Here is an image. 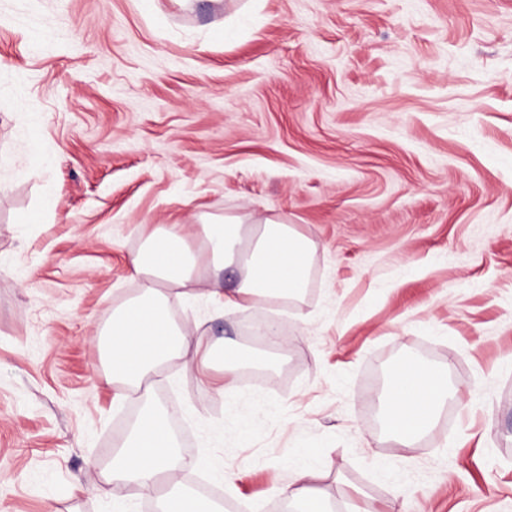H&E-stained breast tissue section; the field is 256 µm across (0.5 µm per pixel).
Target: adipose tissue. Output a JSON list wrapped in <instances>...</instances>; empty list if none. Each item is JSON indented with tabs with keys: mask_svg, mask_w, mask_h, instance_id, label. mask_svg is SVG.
<instances>
[{
	"mask_svg": "<svg viewBox=\"0 0 512 512\" xmlns=\"http://www.w3.org/2000/svg\"><path fill=\"white\" fill-rule=\"evenodd\" d=\"M202 229L200 245L192 248L175 227H155L130 260L131 274L140 279L141 289L113 311L104 351L113 380L131 393L148 395L147 383L157 368L199 342L167 316V289H179L190 298L208 296L225 312L235 313L262 300L298 297L306 286L314 244L279 217L244 211L205 220ZM232 265L240 268L241 278L227 293L220 274ZM199 266L212 272L205 290L193 275ZM448 396L447 368L400 365L393 372L382 414L386 432L400 447H416ZM327 466L310 449H299L288 465L287 480L271 492L299 505L300 512H328L315 487ZM185 467L166 416L152 414L117 450L98 492L111 496L113 512H124L127 491L155 498L159 481L177 482Z\"/></svg>",
	"mask_w": 512,
	"mask_h": 512,
	"instance_id": "adipose-tissue-1",
	"label": "adipose tissue"
}]
</instances>
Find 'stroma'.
<instances>
[{
    "instance_id": "35a3bbf8",
    "label": "stroma",
    "mask_w": 512,
    "mask_h": 512,
    "mask_svg": "<svg viewBox=\"0 0 512 512\" xmlns=\"http://www.w3.org/2000/svg\"><path fill=\"white\" fill-rule=\"evenodd\" d=\"M244 210L315 250L285 302L168 291L173 322L238 346L234 408L190 353L126 396L97 334L139 288L130 257L155 225L192 243ZM411 360L456 398L404 449L371 381ZM151 407L215 460L179 489L221 512H291L269 490L300 446L336 463L330 512L356 488L512 512V0H0V512H112L97 487Z\"/></svg>"
}]
</instances>
